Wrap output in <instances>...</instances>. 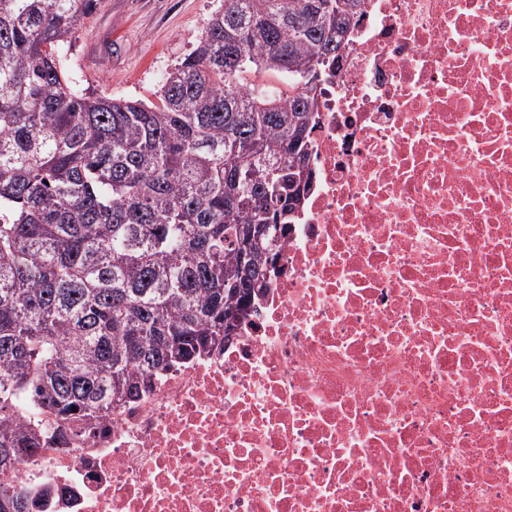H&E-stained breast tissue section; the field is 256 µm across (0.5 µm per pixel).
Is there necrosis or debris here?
I'll return each mask as SVG.
<instances>
[{"label": "necrosis or debris", "mask_w": 512, "mask_h": 512, "mask_svg": "<svg viewBox=\"0 0 512 512\" xmlns=\"http://www.w3.org/2000/svg\"><path fill=\"white\" fill-rule=\"evenodd\" d=\"M317 93L266 294L21 465L37 512H512V0H364Z\"/></svg>", "instance_id": "necrosis-or-debris-1"}]
</instances>
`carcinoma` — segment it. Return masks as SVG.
Returning <instances> with one entry per match:
<instances>
[{"label": "carcinoma", "instance_id": "cac0c4a2", "mask_svg": "<svg viewBox=\"0 0 512 512\" xmlns=\"http://www.w3.org/2000/svg\"><path fill=\"white\" fill-rule=\"evenodd\" d=\"M94 2L0 0V475L246 319L363 0H224L150 104L62 69ZM30 506L0 482V512Z\"/></svg>", "mask_w": 512, "mask_h": 512}]
</instances>
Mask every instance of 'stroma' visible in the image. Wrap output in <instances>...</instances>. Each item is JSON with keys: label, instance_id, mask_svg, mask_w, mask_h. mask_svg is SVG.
Returning <instances> with one entry per match:
<instances>
[{"label": "stroma", "instance_id": "obj_1", "mask_svg": "<svg viewBox=\"0 0 512 512\" xmlns=\"http://www.w3.org/2000/svg\"><path fill=\"white\" fill-rule=\"evenodd\" d=\"M222 0H96L60 63L86 92L154 100L163 75L187 55Z\"/></svg>", "mask_w": 512, "mask_h": 512}]
</instances>
